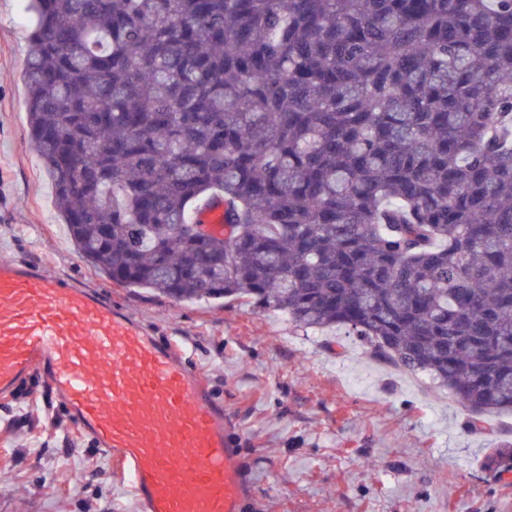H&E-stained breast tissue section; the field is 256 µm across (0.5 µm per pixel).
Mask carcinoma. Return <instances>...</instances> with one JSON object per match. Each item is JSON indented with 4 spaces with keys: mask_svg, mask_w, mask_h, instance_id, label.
Listing matches in <instances>:
<instances>
[{
    "mask_svg": "<svg viewBox=\"0 0 512 512\" xmlns=\"http://www.w3.org/2000/svg\"><path fill=\"white\" fill-rule=\"evenodd\" d=\"M26 2L30 142L95 271L512 412V0ZM213 196L224 236L188 233Z\"/></svg>",
    "mask_w": 512,
    "mask_h": 512,
    "instance_id": "cac0c4a2",
    "label": "carcinoma"
}]
</instances>
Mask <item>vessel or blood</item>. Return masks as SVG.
Segmentation results:
<instances>
[{
	"mask_svg": "<svg viewBox=\"0 0 512 512\" xmlns=\"http://www.w3.org/2000/svg\"><path fill=\"white\" fill-rule=\"evenodd\" d=\"M196 218L224 230L221 202ZM34 378L111 456L137 512H242L224 404L182 349L99 293L1 256L0 396Z\"/></svg>",
	"mask_w": 512,
	"mask_h": 512,
	"instance_id": "b4317fda",
	"label": "vessel or blood"
}]
</instances>
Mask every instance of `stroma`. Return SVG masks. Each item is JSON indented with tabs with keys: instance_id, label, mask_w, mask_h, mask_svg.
Instances as JSON below:
<instances>
[{
	"instance_id": "obj_1",
	"label": "stroma",
	"mask_w": 512,
	"mask_h": 512,
	"mask_svg": "<svg viewBox=\"0 0 512 512\" xmlns=\"http://www.w3.org/2000/svg\"><path fill=\"white\" fill-rule=\"evenodd\" d=\"M32 26L0 0V256L93 288L180 346L224 403L250 492L243 512H512V414L471 411L427 375L375 361L339 327L304 330L227 298L176 303L96 274L71 244L29 141ZM0 512H135L112 459L32 383L0 398Z\"/></svg>"
}]
</instances>
